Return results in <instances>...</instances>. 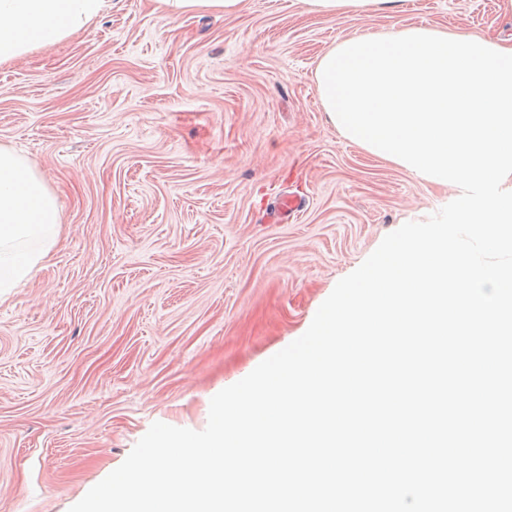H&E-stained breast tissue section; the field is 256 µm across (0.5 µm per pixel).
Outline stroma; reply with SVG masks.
Here are the masks:
<instances>
[{
    "label": "stroma",
    "mask_w": 512,
    "mask_h": 512,
    "mask_svg": "<svg viewBox=\"0 0 512 512\" xmlns=\"http://www.w3.org/2000/svg\"><path fill=\"white\" fill-rule=\"evenodd\" d=\"M410 26L512 42V0H397L327 17L244 0L170 20L112 0L0 64V145L37 165L59 244L0 301V512H69L153 422L300 337L390 232L451 202L344 138L318 97L342 38ZM298 217H265L278 197Z\"/></svg>",
    "instance_id": "obj_1"
}]
</instances>
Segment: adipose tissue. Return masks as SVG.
Returning <instances> with one entry per match:
<instances>
[{
	"mask_svg": "<svg viewBox=\"0 0 512 512\" xmlns=\"http://www.w3.org/2000/svg\"><path fill=\"white\" fill-rule=\"evenodd\" d=\"M110 0H0V62L87 30ZM57 200L35 164L0 146V298L26 279L58 242Z\"/></svg>",
	"mask_w": 512,
	"mask_h": 512,
	"instance_id": "1",
	"label": "adipose tissue"
}]
</instances>
